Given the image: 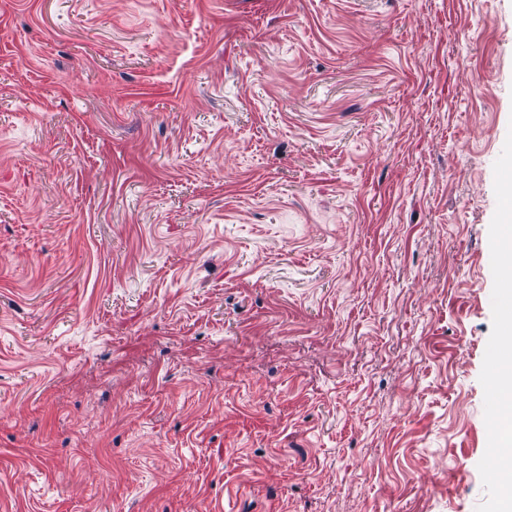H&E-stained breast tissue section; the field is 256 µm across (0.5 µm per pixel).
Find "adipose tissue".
Listing matches in <instances>:
<instances>
[{"label":"adipose tissue","mask_w":512,"mask_h":512,"mask_svg":"<svg viewBox=\"0 0 512 512\" xmlns=\"http://www.w3.org/2000/svg\"><path fill=\"white\" fill-rule=\"evenodd\" d=\"M509 222L503 223L498 242L499 261L503 268V317L507 334L495 348L493 357L496 369L489 383L492 394L503 408L512 410V184L504 192Z\"/></svg>","instance_id":"adipose-tissue-1"}]
</instances>
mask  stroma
I'll use <instances>...</instances> for the list:
<instances>
[{
  "label": "stroma",
  "instance_id": "obj_1",
  "mask_svg": "<svg viewBox=\"0 0 512 512\" xmlns=\"http://www.w3.org/2000/svg\"><path fill=\"white\" fill-rule=\"evenodd\" d=\"M512 0H0V512H502ZM507 208L503 211L502 231L498 242L499 261L503 268V317L505 336L494 349L496 369L489 383L490 392L499 398L501 407L512 411V184L504 192ZM510 215V222H506Z\"/></svg>",
  "mask_w": 512,
  "mask_h": 512
}]
</instances>
